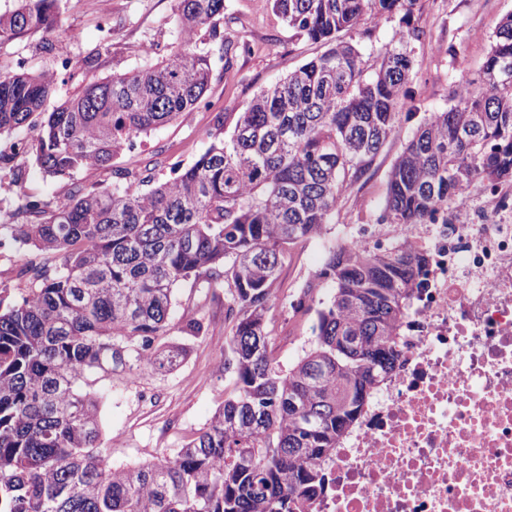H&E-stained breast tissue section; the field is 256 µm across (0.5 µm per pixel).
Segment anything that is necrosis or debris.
I'll return each instance as SVG.
<instances>
[{
  "mask_svg": "<svg viewBox=\"0 0 512 512\" xmlns=\"http://www.w3.org/2000/svg\"><path fill=\"white\" fill-rule=\"evenodd\" d=\"M452 224L350 225L428 255L396 368L335 455L313 512H512V185Z\"/></svg>",
  "mask_w": 512,
  "mask_h": 512,
  "instance_id": "4bbe7bcc",
  "label": "necrosis or debris"
}]
</instances>
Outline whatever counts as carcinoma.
<instances>
[{"label":"carcinoma","mask_w":512,"mask_h":512,"mask_svg":"<svg viewBox=\"0 0 512 512\" xmlns=\"http://www.w3.org/2000/svg\"><path fill=\"white\" fill-rule=\"evenodd\" d=\"M302 39L326 45L238 113L193 163L159 179L113 160L194 111L212 76L200 30L224 0H175L178 46L145 68L91 81L52 111L49 73H0V133L28 127L23 154L51 179L112 169V184L64 197L21 196L0 231L23 249L26 288L0 297V512H312L331 457L392 376L402 326L424 286L425 253L357 250L330 240L297 311L312 336L288 369L275 357L274 288L291 246L327 233L336 207L399 127L413 75L400 33L373 71L341 39L371 18L412 14L416 0H271ZM56 0H18L0 43L56 30ZM421 124L388 174L379 224L456 219L472 187L512 182V13L478 78ZM227 290L224 352L234 387L206 427L153 463L114 466L103 448L101 384L179 366L183 282Z\"/></svg>","instance_id":"obj_1"}]
</instances>
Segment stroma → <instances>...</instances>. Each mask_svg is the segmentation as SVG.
I'll return each mask as SVG.
<instances>
[{
    "mask_svg": "<svg viewBox=\"0 0 512 512\" xmlns=\"http://www.w3.org/2000/svg\"><path fill=\"white\" fill-rule=\"evenodd\" d=\"M174 5V0H58L52 50L43 49L39 32L0 45V70L55 75L58 85L46 102L47 109H54L89 81L148 64L143 45L168 52L175 40ZM510 12L512 0H417L409 19L385 15L368 21V35H353L365 64L371 66L407 26L423 31L411 44L414 76L402 98L398 133L375 157L369 179L340 203L329 227L330 237H340L345 225L365 224L381 213L388 173L403 145L432 113L448 107L453 86L476 76L497 24ZM218 30L225 38L247 43L248 52L221 59L216 54L217 42L209 30H202L201 42L214 52L212 78L203 102L194 112L152 131L135 149L123 152L116 158V166L137 172L153 164L159 177H169L172 164L192 163L209 147L216 115H223V134L231 136L238 113L255 95L324 51L323 45L304 41L289 29L268 0H225ZM90 54L98 58L92 70L61 67L63 59L78 61ZM111 181L107 169L86 168L70 181L43 177L36 167H29L22 186L13 185L6 177L0 179V224L5 221L7 203L19 193L64 196L75 182L94 185ZM323 253L319 239L295 245L279 271L277 296L299 295ZM175 298L177 312L205 314L209 332L184 337L189 355L176 370L154 377H116L110 382L111 396L102 407V419L103 441L112 464L154 462L172 455L209 422L232 388L222 352L224 338L230 333L223 300L188 283L177 287ZM312 323V316L301 311L289 310L278 316L273 334L282 366L302 355Z\"/></svg>",
    "mask_w": 512,
    "mask_h": 512,
    "instance_id": "obj_1",
    "label": "stroma"
}]
</instances>
